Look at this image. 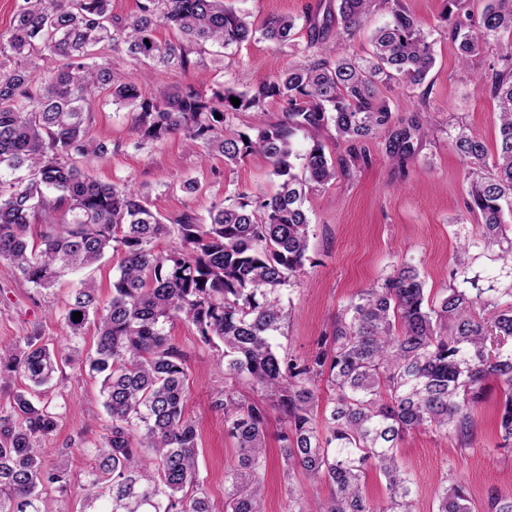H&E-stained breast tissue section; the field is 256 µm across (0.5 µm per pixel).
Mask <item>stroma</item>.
<instances>
[{"instance_id":"35a3bbf8","label":"stroma","mask_w":512,"mask_h":512,"mask_svg":"<svg viewBox=\"0 0 512 512\" xmlns=\"http://www.w3.org/2000/svg\"><path fill=\"white\" fill-rule=\"evenodd\" d=\"M418 18L433 43L435 64L420 85L403 82L384 89L393 121L404 125L418 116L429 134L414 138V155L407 163L388 159L384 138L371 141L368 163L350 173H337L334 182L307 191L305 207L311 219L309 259L302 273L282 290L288 313L275 342L302 357L313 350L319 336L331 332L343 306L359 291L377 286L402 266L414 267L427 296L457 288L467 293L483 289L486 299L512 303V265L498 246L471 248L465 271H457L454 256L463 240L481 233V218L467 212L469 166L454 152L451 140L458 126H466L488 148L497 140V103L480 92L474 73L498 58L495 45L484 46L470 66H463L449 36L455 16L480 13L483 0H400ZM235 6L261 26L272 15L296 19L293 41L276 46L262 36L229 49L193 50L190 69H165L137 61L124 51L104 48L102 56L114 70L141 83L144 96L186 86L209 96L230 87L243 92L288 69L312 38L334 44L340 28L336 0H235ZM133 107L112 103L100 94L92 105L89 133L106 141L109 152L87 159L101 181H130L148 194L163 215L194 209L206 213L212 201L236 197L238 192L271 191L277 182L266 159L251 155L234 164L222 159L202 161L181 136L138 143L132 133ZM198 181L197 193L183 192L185 180ZM118 260L105 256L93 268L62 276L55 287L42 290L14 275L0 262V343L36 334L44 343L61 348L66 332L57 312L82 280L93 279L101 298L112 293ZM173 343L188 367L186 414L198 430L199 464L205 490L217 512L224 508V471L236 458L233 441L224 432V358L217 347L202 343L191 325L173 321ZM53 401L60 418L56 431L43 443L47 461L67 452L71 468L81 473L90 462V447L111 423L99 398L98 378L81 365L65 366L55 378ZM498 389H490L473 414L474 435L468 447L443 434L416 431L400 447V459L417 482L419 512H431L435 489L446 480L466 484L473 512H484L489 488L512 494V449L503 448L497 424ZM282 422L270 413L266 444L267 466L262 476L266 512H288V486L283 479L277 434Z\"/></svg>"}]
</instances>
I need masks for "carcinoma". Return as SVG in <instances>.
<instances>
[{"label":"carcinoma","instance_id":"1","mask_svg":"<svg viewBox=\"0 0 512 512\" xmlns=\"http://www.w3.org/2000/svg\"><path fill=\"white\" fill-rule=\"evenodd\" d=\"M377 2L338 0L336 20L346 39L363 28ZM166 23L198 46L237 45L256 33L228 0H143L132 18L113 14L112 0H23L0 34V56L13 62L0 74V260L34 288L50 289L108 251L119 257L109 300L100 299L91 281L66 300V351L36 336L0 343V389L27 381L0 410V512H49L48 490L77 481L80 512H214L198 467L196 425L184 415L185 359L167 331L176 318L191 324L201 342L222 343L224 379L245 380L265 400L220 390L224 430L235 439L238 458L224 474L225 512H263L270 409L284 421L285 475L291 480L301 472L330 489L321 512H416L415 482L398 457L409 432L449 433L470 445L473 411L492 380L502 393V447L512 444V349L491 355L486 348L492 335L512 339V306L486 317L483 292L454 288L430 300L417 270L403 267L351 300L310 355L294 358L273 338L286 318L282 287L307 260L306 187L336 179V164L322 145L295 153L296 131L332 124L349 144L344 172L349 163L367 160L358 146L383 131L388 157L410 159L413 136H425L427 128L417 120L393 128L381 87L399 80L421 84L434 64L432 43L419 21L396 7L365 57L341 41L311 42L303 59L274 79L210 97L189 87L146 98L97 60L96 50L121 46L136 60L189 69L182 43L154 38ZM294 27V18L274 16L261 35L284 44ZM451 39L465 63L491 41L502 51L503 64L477 78V87L498 101L494 158L467 128L452 137L455 152L472 166L466 210L480 215L484 242L500 244L507 239L503 205L512 206V0H486L478 19H456ZM49 54L66 63L38 80L37 61ZM100 90L136 109L132 129L139 141L179 134L203 158L218 156L227 165L261 154L278 180L276 191L253 209L249 194L239 193L236 203H211L205 218L186 209L163 222L141 189L104 183L77 164L78 157L110 150L88 132ZM269 99L283 103L284 121L253 137L232 127L236 113L258 112ZM36 222L46 230L32 241L28 229ZM173 233L178 245L156 248ZM75 312L82 314L77 322ZM91 316L96 356L87 363L102 375L111 425L94 442L92 464L80 478L65 458L46 463L39 441L57 427L51 382L62 365L80 361L76 339ZM321 381L332 396L319 414ZM369 467L387 481V501L379 507L363 496ZM434 503L435 512H471L458 481L442 483ZM486 509L512 512V495L489 491Z\"/></svg>","mask_w":512,"mask_h":512}]
</instances>
